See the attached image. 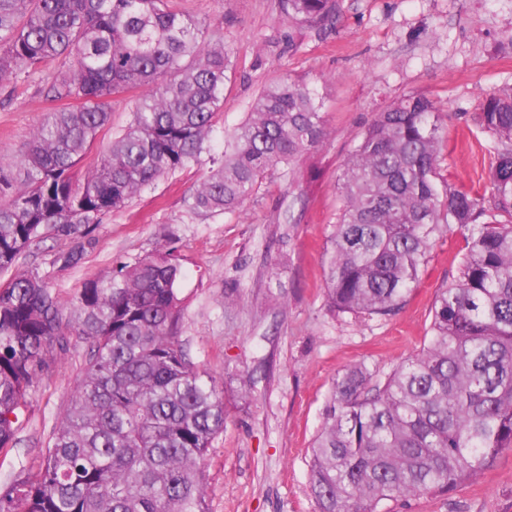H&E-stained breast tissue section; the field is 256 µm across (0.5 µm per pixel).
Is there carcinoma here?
<instances>
[{"label":"carcinoma","mask_w":512,"mask_h":512,"mask_svg":"<svg viewBox=\"0 0 512 512\" xmlns=\"http://www.w3.org/2000/svg\"><path fill=\"white\" fill-rule=\"evenodd\" d=\"M293 25L334 23L338 0H281ZM230 51L168 0H0V85L46 72L49 112L13 164L0 163V274L47 233L88 235L143 187L211 151ZM139 92L132 119L97 161L113 99ZM438 108L407 95L346 155L331 238L329 309L389 319L421 281L437 239L460 232L457 282L437 290L423 346L378 377L334 380L309 459L318 512H389L446 495L512 449V87L485 95L494 162L482 189L440 174ZM328 135L315 90L265 87L185 200L197 217L234 214L281 166ZM171 252L86 281L70 317L34 272L0 285V453L16 445L47 355L89 347L83 376L38 468L0 492V512H209L204 460L224 430L223 389L177 340Z\"/></svg>","instance_id":"1"}]
</instances>
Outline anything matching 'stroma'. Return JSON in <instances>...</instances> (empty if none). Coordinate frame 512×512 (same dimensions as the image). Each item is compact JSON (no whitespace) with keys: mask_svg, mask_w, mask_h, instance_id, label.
I'll return each mask as SVG.
<instances>
[{"mask_svg":"<svg viewBox=\"0 0 512 512\" xmlns=\"http://www.w3.org/2000/svg\"><path fill=\"white\" fill-rule=\"evenodd\" d=\"M204 22L235 68L224 85L213 145L245 120L252 100L283 77L314 86L328 136L297 158L296 182L274 171L241 213L198 219L184 200L208 166L159 179L105 215L91 236H47L18 266L70 309L84 282L161 247L182 267L178 340L224 387L227 419L205 458L210 512H317L308 448L338 374L362 363L384 375L418 350L437 288L456 283L466 242L433 245L421 284L388 320L334 315L325 297L339 213L340 165L378 112L401 96L432 100L443 126L441 173L467 187L486 182L491 137L478 126L483 95L512 86V0H339L333 25H289L280 0H173ZM42 73L0 90V161L24 151L52 108L36 92ZM85 344L54 354L36 383L17 444L0 456L7 475L36 466L82 376ZM392 512H512V450L445 496L391 502Z\"/></svg>","mask_w":512,"mask_h":512,"instance_id":"stroma-1","label":"stroma"}]
</instances>
